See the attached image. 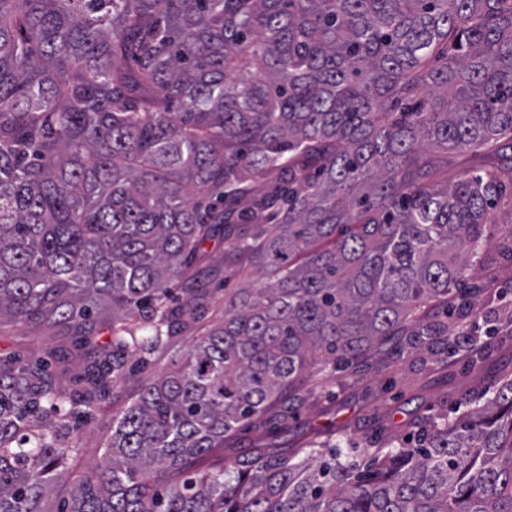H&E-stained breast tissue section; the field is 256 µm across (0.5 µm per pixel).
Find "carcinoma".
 <instances>
[{
  "mask_svg": "<svg viewBox=\"0 0 512 512\" xmlns=\"http://www.w3.org/2000/svg\"><path fill=\"white\" fill-rule=\"evenodd\" d=\"M500 204L512 0H0V320L75 324L57 362L86 364L67 392L0 358V512H512L511 379L365 471L315 440L200 466L307 378L450 336ZM242 264L261 279L152 370ZM137 375L50 509L70 419ZM192 337L191 333L188 332L176 339L169 349L157 356L156 368L166 369L171 365V361L178 360L184 356L192 344Z\"/></svg>",
  "mask_w": 512,
  "mask_h": 512,
  "instance_id": "1",
  "label": "carcinoma"
}]
</instances>
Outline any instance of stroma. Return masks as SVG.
<instances>
[{
  "label": "stroma",
  "mask_w": 512,
  "mask_h": 512,
  "mask_svg": "<svg viewBox=\"0 0 512 512\" xmlns=\"http://www.w3.org/2000/svg\"><path fill=\"white\" fill-rule=\"evenodd\" d=\"M490 243L473 280L482 287L473 303L479 311L481 329H495L487 340L488 361L484 367L471 364V354L456 350L447 361L428 352L411 351L376 367L363 366L342 373L339 382L311 380L301 407L287 424L272 418L248 425L234 439L235 452L267 446L293 455L303 441L326 440L330 435H348L361 446L372 447L382 433L408 435L415 416H457L467 394L492 391L496 382L512 379V253L503 242L512 237V211L501 209L499 220L488 228ZM66 324H29L0 321V357L13 354L43 357L60 353L71 344ZM136 384L127 381L114 388L112 398L101 400L80 426L82 454L68 459L65 480L75 483L99 461L112 435V413L123 407Z\"/></svg>",
  "instance_id": "obj_1"
}]
</instances>
